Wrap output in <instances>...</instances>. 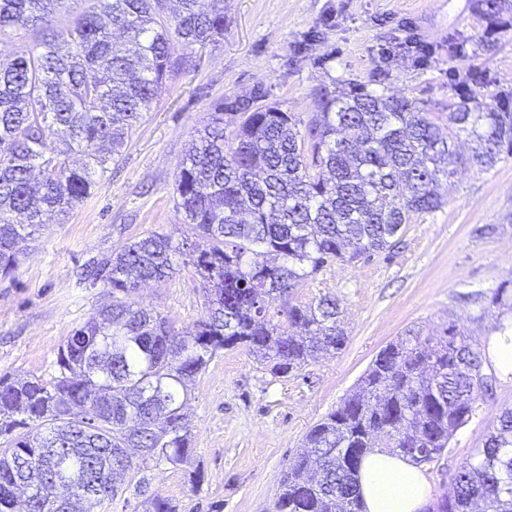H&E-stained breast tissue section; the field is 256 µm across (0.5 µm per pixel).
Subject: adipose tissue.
Listing matches in <instances>:
<instances>
[{"mask_svg": "<svg viewBox=\"0 0 512 512\" xmlns=\"http://www.w3.org/2000/svg\"><path fill=\"white\" fill-rule=\"evenodd\" d=\"M359 481L365 512H423L430 496L420 467L385 452L364 459Z\"/></svg>", "mask_w": 512, "mask_h": 512, "instance_id": "obj_1", "label": "adipose tissue"}]
</instances>
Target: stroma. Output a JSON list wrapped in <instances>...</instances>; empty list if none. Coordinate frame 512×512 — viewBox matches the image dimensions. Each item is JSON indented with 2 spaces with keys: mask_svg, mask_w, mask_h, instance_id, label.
<instances>
[{
  "mask_svg": "<svg viewBox=\"0 0 512 512\" xmlns=\"http://www.w3.org/2000/svg\"><path fill=\"white\" fill-rule=\"evenodd\" d=\"M224 38L194 47L193 63L166 84L111 162L91 196L52 220L25 250L18 270L0 277V377L53 380L57 352L71 332L112 301L103 282L86 279L127 242L153 230L189 240L173 201L176 169L215 105L255 93L301 118L315 110L314 90L353 78L371 89L427 101L451 96L449 71L476 63L484 94L512 90V18L494 37L495 52L450 60L451 41L483 33L474 0H226ZM427 54L416 52V45ZM443 209L405 225L400 243L353 263L336 261L298 288L296 302L336 297L347 340L334 354L286 377L247 350L218 352L198 375L187 414L193 427L189 466L149 464L131 472L116 499L97 512H145L152 495L178 512H273L280 478L307 431L336 409L377 353L406 329L437 335L448 325L491 344L496 322L512 313L489 307L494 289H512V155L482 172L459 168L441 187ZM492 226V233L479 229ZM201 285L192 269L141 286L132 302L165 315L176 330L202 318ZM512 375L499 373L439 461L423 464L431 499L451 489L460 463L483 447L504 409ZM199 469V487L188 468Z\"/></svg>",
  "mask_w": 512,
  "mask_h": 512,
  "instance_id": "1",
  "label": "stroma"
}]
</instances>
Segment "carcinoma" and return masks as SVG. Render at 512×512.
Segmentation results:
<instances>
[{
	"mask_svg": "<svg viewBox=\"0 0 512 512\" xmlns=\"http://www.w3.org/2000/svg\"><path fill=\"white\" fill-rule=\"evenodd\" d=\"M69 0H0V38L31 43L0 59V275L20 264L47 217L86 199L170 75L197 45L224 36L219 0H97L56 28ZM487 26L505 0H475ZM304 120L259 94L220 102L192 137L173 195L197 240L147 232L102 262L112 304L74 329L59 376L0 378V512H52L39 491L70 490L63 512L114 499L134 455L179 466L191 447L184 413L197 376L244 347L286 377L344 346L336 299L292 301L325 264L395 246L401 227L443 207L441 181L512 155V94L454 87L436 114L417 99L354 79L315 89ZM471 151L456 148L460 137ZM193 269L205 314L188 332L129 296ZM478 344L455 327L408 330L381 349L357 390L306 434L282 476L275 512H363L359 469L386 448L416 463L441 458L492 390ZM427 512H512V409L454 473Z\"/></svg>",
	"mask_w": 512,
	"mask_h": 512,
	"instance_id": "cac0c4a2",
	"label": "carcinoma"
}]
</instances>
